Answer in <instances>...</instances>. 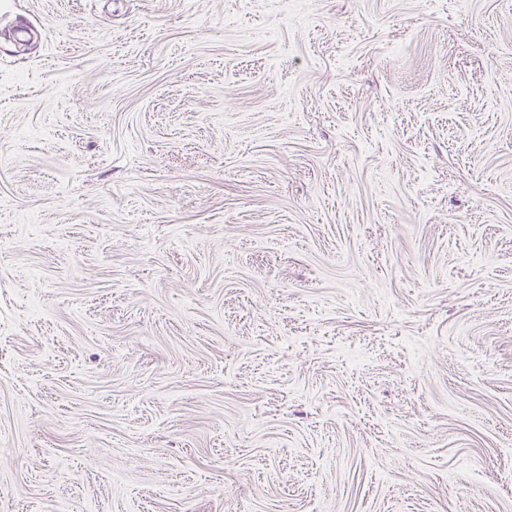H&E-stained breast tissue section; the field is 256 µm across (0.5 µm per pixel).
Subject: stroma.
Here are the masks:
<instances>
[{
    "label": "stroma",
    "instance_id": "35a3bbf8",
    "mask_svg": "<svg viewBox=\"0 0 512 512\" xmlns=\"http://www.w3.org/2000/svg\"><path fill=\"white\" fill-rule=\"evenodd\" d=\"M512 512V0H0V512Z\"/></svg>",
    "mask_w": 512,
    "mask_h": 512
}]
</instances>
